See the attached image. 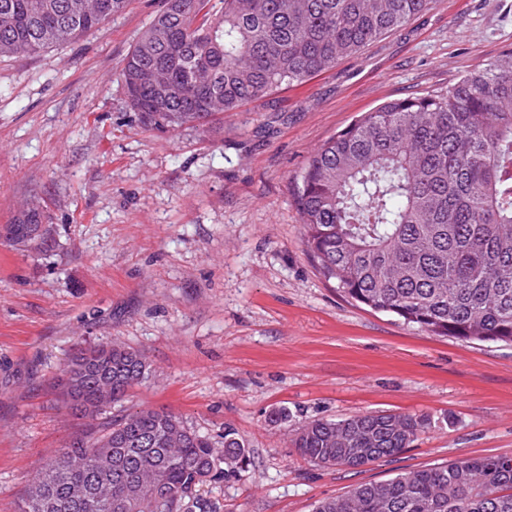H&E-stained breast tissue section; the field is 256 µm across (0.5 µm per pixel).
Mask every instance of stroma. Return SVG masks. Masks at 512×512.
<instances>
[{"label": "stroma", "instance_id": "35a3bbf8", "mask_svg": "<svg viewBox=\"0 0 512 512\" xmlns=\"http://www.w3.org/2000/svg\"><path fill=\"white\" fill-rule=\"evenodd\" d=\"M161 3L131 0L69 44L0 57V224L38 201L60 242L47 260L0 243V512H17L75 430L51 382L84 340L146 355L151 374L122 408L245 441L241 476L200 490L212 512H312L365 482L512 456V344L435 336L345 298L306 252L294 198L310 156L357 115L512 49V0H432L210 134L145 130L127 106L123 60ZM378 411L428 424L359 469L292 445L297 424Z\"/></svg>", "mask_w": 512, "mask_h": 512}]
</instances>
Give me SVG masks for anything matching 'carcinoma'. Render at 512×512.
Wrapping results in <instances>:
<instances>
[{"label":"carcinoma","instance_id":"1","mask_svg":"<svg viewBox=\"0 0 512 512\" xmlns=\"http://www.w3.org/2000/svg\"><path fill=\"white\" fill-rule=\"evenodd\" d=\"M129 0H0V57L75 41ZM431 0H163L126 55L130 110L146 129L212 130L215 117L330 69L427 9ZM305 245L344 295L438 336L512 343V50L445 91L365 112L295 179ZM32 204L0 225L10 248L52 256ZM128 346L88 344L54 382L67 413L90 419L25 487L18 512H207L200 488L249 460L174 413L121 402L149 374ZM426 426L366 413L295 428L323 467L358 469L403 452ZM312 512H512V456L468 457L362 483Z\"/></svg>","mask_w":512,"mask_h":512}]
</instances>
